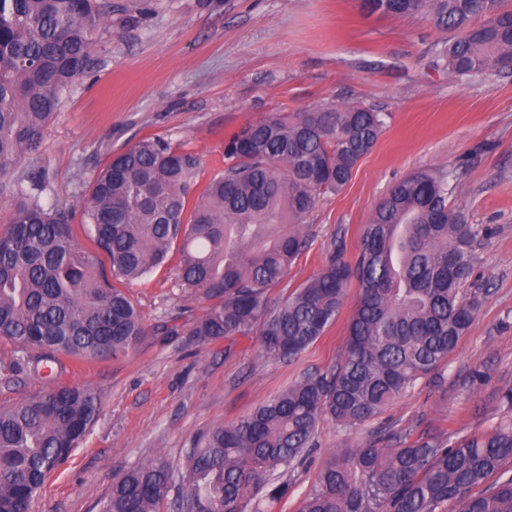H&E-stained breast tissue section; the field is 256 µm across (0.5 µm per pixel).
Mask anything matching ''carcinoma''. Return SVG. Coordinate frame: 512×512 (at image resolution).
Wrapping results in <instances>:
<instances>
[{
    "mask_svg": "<svg viewBox=\"0 0 512 512\" xmlns=\"http://www.w3.org/2000/svg\"><path fill=\"white\" fill-rule=\"evenodd\" d=\"M362 9L427 15L454 33L436 65L459 78L503 72L512 57L502 0H362ZM106 22L97 0H0V178L39 149L63 96L90 71ZM387 117L328 103L247 122L224 137V172L199 191L195 153L143 136L92 182V250L66 212L17 189L0 232V339L15 346L17 366L55 385L0 409V512H30L99 414L93 390L56 383L65 359L110 358L135 344L146 327L126 288L174 257L183 286L206 302L188 335H255L265 360L294 359L323 336L357 282L344 355L213 428L183 463L159 456L120 474L101 512H242L250 490L280 501L320 420L354 430L448 361L479 308L463 286L488 228L450 204L441 169L400 180L353 259L338 241L316 274L270 307L271 289L308 246L307 217L349 183ZM507 463L512 417L451 444L336 448L299 512H447L450 501L458 512H512V476L473 493Z\"/></svg>",
    "mask_w": 512,
    "mask_h": 512,
    "instance_id": "obj_1",
    "label": "carcinoma"
}]
</instances>
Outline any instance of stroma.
<instances>
[{"label":"stroma","instance_id":"35a3bbf8","mask_svg":"<svg viewBox=\"0 0 512 512\" xmlns=\"http://www.w3.org/2000/svg\"><path fill=\"white\" fill-rule=\"evenodd\" d=\"M111 21L45 129L33 158L40 201L69 210L80 244L82 206L94 177L147 134L201 159L199 183L224 169V135L275 112L350 103L389 113L388 125L350 182L320 200L307 219L309 245L271 293L279 300L314 275L334 238L355 254L361 229L390 188L407 175L452 172V201L469 223L489 229L471 289L481 308L447 364L356 430L319 423L305 465L289 473L280 502L247 495L243 512H298L333 449L400 438L455 441L501 419L512 387V75L457 78L433 59L445 40L429 20L370 15L360 0H102ZM130 294L147 333L106 360L71 359L60 382L100 397L96 422L54 473L32 512H100L117 475L163 455L180 463L211 428L236 421L306 375L342 356L357 299L348 288L326 333L290 362L261 360L256 338L196 341L188 330L205 308L174 266ZM0 340V408L46 385L13 365Z\"/></svg>","mask_w":512,"mask_h":512}]
</instances>
